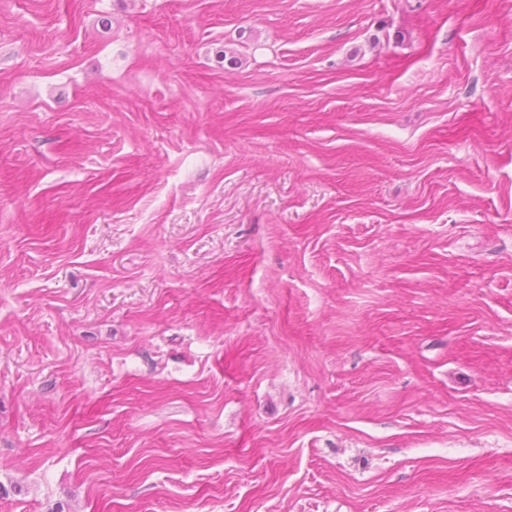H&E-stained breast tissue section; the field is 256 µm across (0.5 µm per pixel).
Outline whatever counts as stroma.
<instances>
[{"label":"stroma","instance_id":"stroma-1","mask_svg":"<svg viewBox=\"0 0 512 512\" xmlns=\"http://www.w3.org/2000/svg\"><path fill=\"white\" fill-rule=\"evenodd\" d=\"M0 512H512V0H0Z\"/></svg>","mask_w":512,"mask_h":512}]
</instances>
